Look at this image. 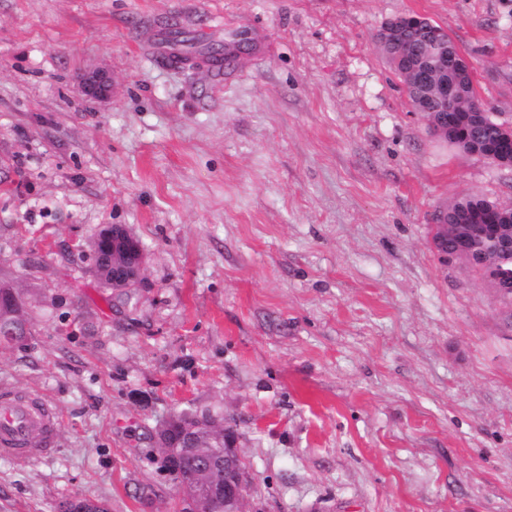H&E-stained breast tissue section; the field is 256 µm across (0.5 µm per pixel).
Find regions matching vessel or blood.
<instances>
[{"instance_id": "b4317fda", "label": "vessel or blood", "mask_w": 512, "mask_h": 512, "mask_svg": "<svg viewBox=\"0 0 512 512\" xmlns=\"http://www.w3.org/2000/svg\"><path fill=\"white\" fill-rule=\"evenodd\" d=\"M58 426L46 398L0 387V456L26 464L50 454Z\"/></svg>"}]
</instances>
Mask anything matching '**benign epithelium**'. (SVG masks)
I'll return each mask as SVG.
<instances>
[{"label": "benign epithelium", "mask_w": 512, "mask_h": 512, "mask_svg": "<svg viewBox=\"0 0 512 512\" xmlns=\"http://www.w3.org/2000/svg\"><path fill=\"white\" fill-rule=\"evenodd\" d=\"M425 29L429 32L426 46L430 48L431 55L421 60L416 58L417 51L401 30V23L397 18L383 26L378 40L403 47L402 59L411 68L415 82L433 89V96L422 100L419 109L432 113L430 131L439 137H445L452 132L455 124L468 119V116L458 112V102L464 96L461 79L462 55L450 46L448 37L440 35L428 20L425 21ZM78 89L87 96L106 97L112 91V81L105 72L96 71L83 77ZM481 140V134H476L474 144L467 151L498 166L512 163V152L508 149L512 142V126L499 128V146L496 149H480L478 142ZM510 220L512 209L499 204L487 209L484 216V223L492 227ZM95 240L108 246L112 253V272L108 273L106 283L122 291L137 287L141 281L143 253L127 229L121 224H114L99 232ZM172 425V418L165 419L156 434V448L162 463L166 465V471L175 478L179 489H184L186 484L192 482L208 493L206 499L192 500L182 496L179 512H213L208 506L210 498L221 499V512H252L249 502L252 477L243 464L235 429L230 425L222 428L221 436L217 439V447L222 449L221 453L205 458V463L198 470L181 474L173 468L178 462V456L197 453L201 440L213 437L212 426L199 420L193 426L183 428L188 447L179 448L171 440Z\"/></svg>", "instance_id": "benign-epithelium-1"}]
</instances>
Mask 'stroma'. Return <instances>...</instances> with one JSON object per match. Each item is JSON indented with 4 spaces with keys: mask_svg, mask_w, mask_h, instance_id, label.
I'll list each match as a JSON object with an SVG mask.
<instances>
[{
    "mask_svg": "<svg viewBox=\"0 0 512 512\" xmlns=\"http://www.w3.org/2000/svg\"><path fill=\"white\" fill-rule=\"evenodd\" d=\"M404 13L512 126V0H0V277L31 328L0 385L59 417L50 457H0V512H175L153 435L191 404L256 512H512V312L433 244L452 198L512 205V167L430 133L377 39ZM173 24L254 47L174 67ZM112 224L126 297L93 271ZM78 89L87 96L107 97L112 91V81L104 71H96L83 77ZM94 240L109 246L112 253L95 243L93 259L97 275L99 269L107 268L112 259V272L107 269L106 283L116 290L136 288L141 281L143 253L127 229L121 224H112V227L99 232Z\"/></svg>",
    "mask_w": 512,
    "mask_h": 512,
    "instance_id": "1",
    "label": "stroma"
}]
</instances>
